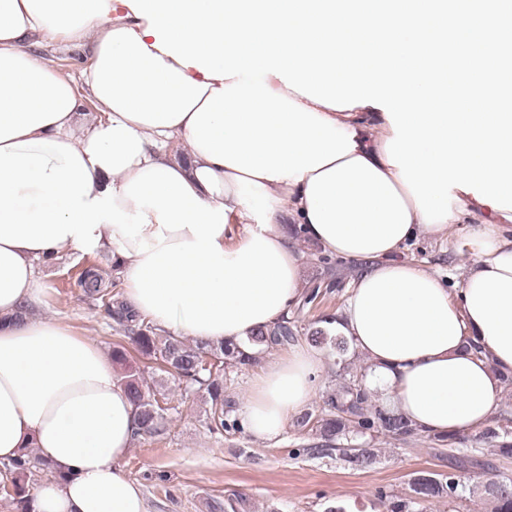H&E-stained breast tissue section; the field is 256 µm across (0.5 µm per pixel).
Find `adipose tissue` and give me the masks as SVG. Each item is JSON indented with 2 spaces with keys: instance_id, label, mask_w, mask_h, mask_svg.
Instances as JSON below:
<instances>
[{
  "instance_id": "1",
  "label": "adipose tissue",
  "mask_w": 512,
  "mask_h": 512,
  "mask_svg": "<svg viewBox=\"0 0 512 512\" xmlns=\"http://www.w3.org/2000/svg\"><path fill=\"white\" fill-rule=\"evenodd\" d=\"M112 0H0V463L35 448L54 475L33 512H146L120 466L138 411L112 362L60 320L33 319L36 264L63 248L111 253L123 300L162 333L247 342L289 314L304 268L292 226L360 264L334 327L366 359L363 385L435 434L476 430L512 377V211L457 191L453 217L422 220L384 146L383 110H334L266 83L352 133L354 151L301 181L269 180L190 148L187 123L216 79L154 47L148 22ZM87 48L81 78L40 48ZM97 118L79 126L84 102ZM477 259L458 291L400 259L418 233L463 217ZM318 349L299 345L256 375L240 417L278 440L311 399Z\"/></svg>"
}]
</instances>
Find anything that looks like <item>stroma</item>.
Returning <instances> with one entry per match:
<instances>
[{
    "mask_svg": "<svg viewBox=\"0 0 512 512\" xmlns=\"http://www.w3.org/2000/svg\"><path fill=\"white\" fill-rule=\"evenodd\" d=\"M402 257L425 266L452 288L461 286L476 259L460 224L447 238H412ZM87 267L111 282L112 259L100 252L66 248L55 265H39L46 295L36 314L66 322L108 353L125 337L111 310L85 296L78 285L77 277ZM354 275V265L337 260L334 292L305 305L302 322L335 318ZM286 353L283 347L259 350L255 364L226 375L224 410L230 417H237L246 400L250 379L269 360ZM162 389L169 404L166 438L138 437L120 462L125 476L141 487L147 512H215L216 505L230 498L237 500V512H326L332 506L344 512H387L388 502L407 497L412 474L448 469L435 442L424 437L384 443L374 465L358 468L333 455H307L308 437L290 425L275 443L257 441L243 429L215 434L206 422L204 397L185 395L182 385L171 378L163 381ZM494 473L512 479V459L496 460L490 471H459V497L423 502L422 512H492L481 491Z\"/></svg>",
    "mask_w": 512,
    "mask_h": 512,
    "instance_id": "obj_1",
    "label": "stroma"
}]
</instances>
